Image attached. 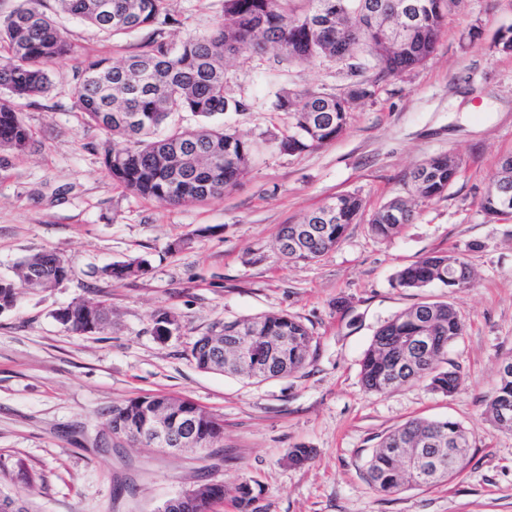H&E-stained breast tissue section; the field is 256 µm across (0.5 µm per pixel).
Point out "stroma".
<instances>
[{
  "label": "stroma",
  "mask_w": 512,
  "mask_h": 512,
  "mask_svg": "<svg viewBox=\"0 0 512 512\" xmlns=\"http://www.w3.org/2000/svg\"><path fill=\"white\" fill-rule=\"evenodd\" d=\"M224 0H173L172 23L109 38L71 15L56 22L74 47L51 68L52 85L19 100L34 141L25 155L0 160V278L25 257L51 251L69 264L68 280L22 295L0 312V492L30 512H156L193 485L215 481L236 512L241 482L259 489L258 512H512V432L489 421L485 405L500 364L512 359V219L487 216L480 202L500 160L512 155V0H458L433 58L400 75L358 79L374 94L352 106L346 131L330 144L282 150L288 113L278 92L307 89L342 96L354 79L333 58L296 64L278 52L240 50L225 69L242 111L218 125L249 140L248 172L223 196L169 206L129 194L103 165L105 134L75 106L84 57H122L149 39L177 44L209 34ZM440 154L460 162L440 196L419 200L413 223L392 239L366 220L408 193V175ZM343 194L359 196L365 219L350 225L320 260L287 262L275 246L280 225ZM463 257L475 278L466 288L417 292L396 287V272L421 257ZM131 258L144 275L121 282L100 270ZM106 296L112 327L67 330L55 314ZM451 304L463 336L448 348L462 379L446 397L426 383L366 392L360 360L376 330L423 301ZM178 326L155 334L158 313ZM285 313L313 333L305 369L252 383L197 368L196 336L219 321ZM189 399L217 415L224 432L215 452L166 453L112 435L113 407L139 396ZM450 419L472 434L468 463L450 481L382 495L365 464L386 433L412 419ZM315 451L290 464L289 448ZM36 476L27 484L22 470Z\"/></svg>",
  "instance_id": "35a3bbf8"
}]
</instances>
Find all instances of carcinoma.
<instances>
[{
  "instance_id": "cac0c4a2",
  "label": "carcinoma",
  "mask_w": 512,
  "mask_h": 512,
  "mask_svg": "<svg viewBox=\"0 0 512 512\" xmlns=\"http://www.w3.org/2000/svg\"><path fill=\"white\" fill-rule=\"evenodd\" d=\"M292 0H224V14L208 36L189 37L176 45L153 39L120 60L87 57L78 67L74 88L76 105L86 121L106 136L103 163L113 182L130 193L171 206L203 202L224 195L246 174L252 144L236 133L212 126L206 120L228 110H244L245 101L229 98L224 71L229 58L246 48L256 54L270 50L291 61L310 63L334 58L347 63L351 73L373 63L380 78L395 76L426 64L433 56L448 11L454 0H409L415 21L395 15L397 0H304L296 10ZM169 0H54V12L80 18L108 36L126 35L157 22L172 21ZM0 152L23 154L33 133L17 111L15 100L42 96L51 86L50 68L73 48L60 32L45 0H21L0 19ZM370 85L354 82L344 96H326L313 90L277 95L276 110L292 115L293 133L284 136L283 150L303 151L326 145L347 127L354 102L372 95ZM176 112L205 119L194 128L174 127L162 137L155 131ZM459 162L448 154L431 157L410 172L414 194L431 199L445 192L459 172ZM481 208L490 217L505 216L503 195L512 197V156L503 159ZM362 202L341 195L306 214L297 224L280 226L276 242L292 263H308L333 250L349 225L358 223ZM415 218L409 200L396 197L369 220L374 235L395 237ZM57 255L30 256L16 268L15 278L0 279V302L16 305L29 273L37 270L46 288L60 284ZM144 268L133 259L101 270L109 281H123L125 269ZM454 269L469 286L472 273L462 257L430 254L397 271L396 285L420 291L448 283ZM68 330L88 332L97 323L100 333L112 325V309L105 300L80 301L67 319L57 317ZM464 335L456 310L448 303L420 302L394 316L375 333L360 362L363 387L382 393L406 384L428 382L432 391L455 394L461 384L457 372L442 369L448 347ZM314 336L288 314H266L242 320L216 322L192 344L198 368L242 379L287 377L309 363ZM247 345L251 362L235 359ZM168 418L192 415L198 445L193 451L210 453L221 437L222 423L193 401L167 395L136 397L112 408V433L132 443L151 445L145 435V411ZM487 413L500 431L512 432V371H499L495 390L487 399ZM471 435L459 423L413 419L385 435L367 463L371 486L390 494L405 485L448 481L467 464ZM424 458V467L406 465L405 457ZM257 495L250 482L237 488L238 512H254ZM224 496L183 501L173 512H213Z\"/></svg>"
}]
</instances>
